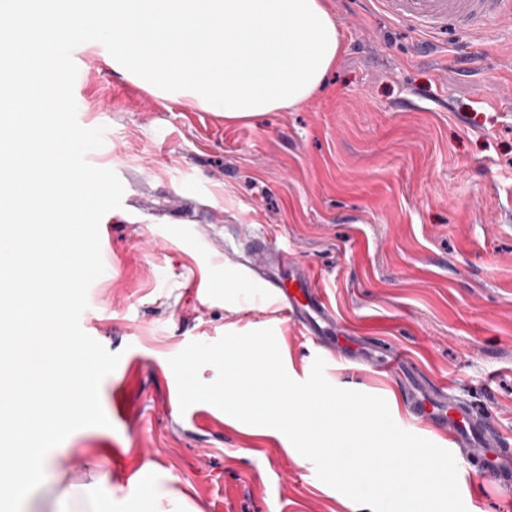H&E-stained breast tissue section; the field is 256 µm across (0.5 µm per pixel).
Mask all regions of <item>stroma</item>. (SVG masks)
I'll return each instance as SVG.
<instances>
[{
  "label": "stroma",
  "instance_id": "1",
  "mask_svg": "<svg viewBox=\"0 0 512 512\" xmlns=\"http://www.w3.org/2000/svg\"><path fill=\"white\" fill-rule=\"evenodd\" d=\"M325 4L343 52L323 89L249 119L156 98L104 46L76 49L81 124L117 147L92 156L124 186L87 308L121 359L100 385L109 426L58 450L72 480L95 461L119 512H157L130 485L146 466L198 512H358L276 436L208 403L177 409L169 358L227 333L272 329L291 378L323 357L331 384L395 399L398 426L452 449L410 416L397 371L323 355L278 307L252 305L240 259L261 232L319 283L337 335L408 350L512 444V20L444 36L379 0ZM187 210L203 222L179 241ZM457 467L467 512H512V488Z\"/></svg>",
  "mask_w": 512,
  "mask_h": 512
}]
</instances>
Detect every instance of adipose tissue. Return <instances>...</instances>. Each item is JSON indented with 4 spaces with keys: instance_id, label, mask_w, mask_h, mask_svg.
I'll use <instances>...</instances> for the list:
<instances>
[{
    "instance_id": "1",
    "label": "adipose tissue",
    "mask_w": 512,
    "mask_h": 512,
    "mask_svg": "<svg viewBox=\"0 0 512 512\" xmlns=\"http://www.w3.org/2000/svg\"><path fill=\"white\" fill-rule=\"evenodd\" d=\"M2 11L14 20L21 39L33 18L48 38L90 21L102 24L112 41L113 71L129 69L159 96L183 97L192 107L229 119L307 102L342 51L338 22L323 0H95L90 11L79 9L75 0H0ZM16 80L38 113H0V127L11 131L0 137V161L8 174L0 182V199L22 196L39 218L41 233L24 243L9 237L7 247L18 250L19 258L0 264V281L17 285L11 308L29 314L18 346L0 352V388L25 386L38 405L20 413L0 408V438L29 454L27 464L0 474V500L10 501L15 512H35L47 482L65 479L58 456L42 446L44 424L69 420L89 382L82 371L58 377L81 347L65 337L62 259L53 243L58 215L80 201L57 189L43 198L41 185L68 177L65 151L52 137L29 140L32 122L61 125L66 110L61 79L51 58L35 57L24 61ZM48 156L54 164H45ZM35 279L40 288L24 290V283Z\"/></svg>"
}]
</instances>
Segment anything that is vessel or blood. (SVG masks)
<instances>
[{
	"label": "vessel or blood",
	"mask_w": 512,
	"mask_h": 512,
	"mask_svg": "<svg viewBox=\"0 0 512 512\" xmlns=\"http://www.w3.org/2000/svg\"><path fill=\"white\" fill-rule=\"evenodd\" d=\"M399 21L418 31L440 33L457 27L480 29L489 23L512 20V0H380ZM250 287L266 301L281 307L305 335L320 347L340 345L344 356L358 352L353 341L338 344L336 314L309 274L288 259V253L268 235L252 238L245 261ZM402 380L410 392L413 416L443 431L466 457L474 474L492 483L512 485V448L501 444L488 419L473 407L452 401L445 385L427 378L417 362L407 361Z\"/></svg>",
	"instance_id": "1"
}]
</instances>
